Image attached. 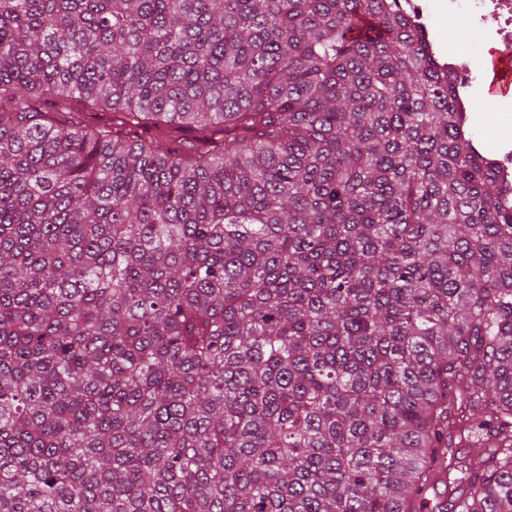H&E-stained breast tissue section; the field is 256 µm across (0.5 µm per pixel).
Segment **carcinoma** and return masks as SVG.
<instances>
[{"label": "carcinoma", "instance_id": "1", "mask_svg": "<svg viewBox=\"0 0 512 512\" xmlns=\"http://www.w3.org/2000/svg\"><path fill=\"white\" fill-rule=\"evenodd\" d=\"M454 101L399 0H0V512H512Z\"/></svg>", "mask_w": 512, "mask_h": 512}]
</instances>
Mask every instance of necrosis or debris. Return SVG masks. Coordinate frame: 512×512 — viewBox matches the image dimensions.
<instances>
[{
	"label": "necrosis or debris",
	"instance_id": "obj_1",
	"mask_svg": "<svg viewBox=\"0 0 512 512\" xmlns=\"http://www.w3.org/2000/svg\"><path fill=\"white\" fill-rule=\"evenodd\" d=\"M411 22L426 27L432 15L456 18L475 35L466 47L434 49L433 54L456 81L455 108L461 112L467 128L482 121L474 110L476 100L488 93L487 60L512 57V0H401Z\"/></svg>",
	"mask_w": 512,
	"mask_h": 512
}]
</instances>
